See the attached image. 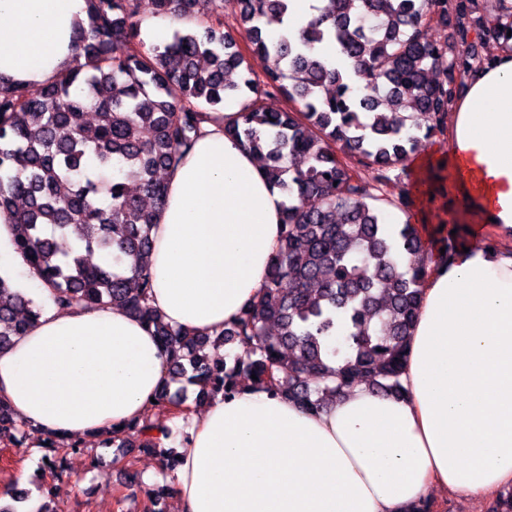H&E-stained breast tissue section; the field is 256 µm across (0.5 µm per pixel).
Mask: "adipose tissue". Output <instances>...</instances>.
Here are the masks:
<instances>
[{"mask_svg": "<svg viewBox=\"0 0 512 512\" xmlns=\"http://www.w3.org/2000/svg\"><path fill=\"white\" fill-rule=\"evenodd\" d=\"M88 0H0V84L36 87L75 63ZM211 113L171 169L147 265L165 322L211 333L263 286L286 197ZM468 250L437 257L400 376L404 392L357 384L313 414L238 385L175 417L183 430L172 491L179 512H403L450 492L512 486V51L471 71L448 121ZM35 293L41 314L0 350V395L26 423L99 437L145 419L169 383L170 355L137 318L109 306L58 311L0 214V275Z\"/></svg>", "mask_w": 512, "mask_h": 512, "instance_id": "adipose-tissue-1", "label": "adipose tissue"}]
</instances>
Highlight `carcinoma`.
<instances>
[{
	"label": "carcinoma",
	"instance_id": "obj_1",
	"mask_svg": "<svg viewBox=\"0 0 512 512\" xmlns=\"http://www.w3.org/2000/svg\"><path fill=\"white\" fill-rule=\"evenodd\" d=\"M237 2V28L226 30L222 0H148L153 15L193 22L148 47L142 0H88V23L75 34L80 62L36 89H0V213L13 220L17 252L59 308L110 305L141 319L171 351L173 374L203 398L233 393L242 372L313 413L361 382L399 396L439 227L427 236L409 220L385 224L387 208L402 201L375 190L414 153L415 116L428 118L424 138L444 133L465 77L490 62L476 46L512 48V0H496L492 11L480 0H327L297 42L286 28L267 30L287 22L292 0ZM431 24L448 28V41L429 40ZM238 33L269 63L262 86L246 74L227 79L244 69ZM326 40L348 67L315 54ZM172 85L177 100L169 99ZM250 94L225 132L260 157L286 196L277 248L260 296L235 322L211 335L173 329L150 304L148 269L129 277L124 258L150 250L167 193L158 173L179 164L207 113ZM274 96L293 107H268L264 99ZM98 254L112 261L92 262ZM39 316L35 301L0 276V349ZM342 322L344 349H334L329 340ZM233 344L242 356L205 352ZM333 357L341 358L336 367ZM182 404L162 389L156 420L111 441L156 451L153 432L170 437L166 422L189 411ZM0 437L35 444L50 470L81 451L77 438L21 421L2 396Z\"/></svg>",
	"mask_w": 512,
	"mask_h": 512
}]
</instances>
